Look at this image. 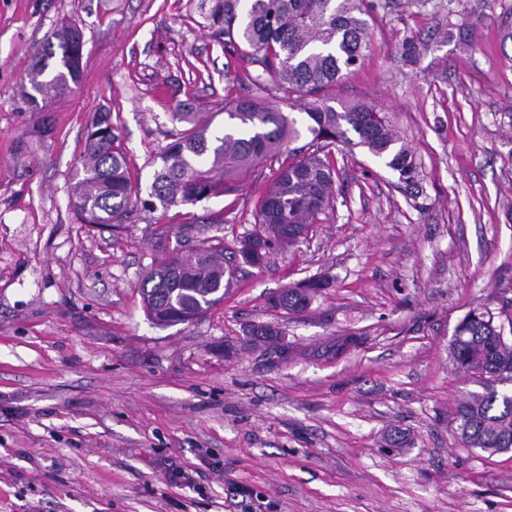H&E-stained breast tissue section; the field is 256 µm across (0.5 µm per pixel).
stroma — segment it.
<instances>
[{
	"label": "stroma",
	"mask_w": 512,
	"mask_h": 512,
	"mask_svg": "<svg viewBox=\"0 0 512 512\" xmlns=\"http://www.w3.org/2000/svg\"><path fill=\"white\" fill-rule=\"evenodd\" d=\"M371 5L365 60L331 103L380 109L418 191L333 146L334 198L306 238L159 326L145 274L204 242L236 250L279 162L105 228L69 208L88 130L108 113L146 188L172 113L219 130L250 96L302 125L304 102L218 45L198 0H0V512H512V451L458 438L473 383L448 354L470 311L512 325V0ZM65 22L83 33L79 82L32 111L31 53ZM319 275L309 310L269 306ZM266 323L287 356L248 345Z\"/></svg>",
	"instance_id": "1"
}]
</instances>
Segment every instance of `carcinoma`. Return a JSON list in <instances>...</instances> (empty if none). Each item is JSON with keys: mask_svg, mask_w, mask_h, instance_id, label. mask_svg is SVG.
<instances>
[{"mask_svg": "<svg viewBox=\"0 0 512 512\" xmlns=\"http://www.w3.org/2000/svg\"><path fill=\"white\" fill-rule=\"evenodd\" d=\"M199 10L216 41L247 57L249 63L288 86V93L308 98L306 130L326 147L355 145L384 160L400 179L416 184L414 157L386 119L373 107L355 103L338 111L323 95L343 72L362 63L368 48L367 0H200ZM83 43L76 27L64 25L51 34L33 56L34 80L25 95L31 102L71 91L79 78ZM173 118L188 128L175 135L153 161L150 192L141 197L133 186L126 159L117 151V129L102 115L88 130L81 177L74 186L71 208L84 224L110 227L123 222L134 205L153 208L194 205L214 195L240 189V175L282 153L299 136L297 120L255 99L239 98L224 106V128L210 132L211 122L190 112ZM335 170L315 149L283 165L256 205L258 230L275 240L276 248L298 244L275 230L277 224L315 223L329 205ZM239 259L224 258V247L204 244L185 257L169 258L150 270L142 295L147 316L159 325L201 317L224 301V277ZM330 287L319 276L283 289L270 307L288 313L306 310ZM501 327L484 312H470L457 325L449 345L455 370L472 376L477 391L462 395L456 408V430L467 448L487 453L512 450V342L498 335Z\"/></svg>", "mask_w": 512, "mask_h": 512, "instance_id": "obj_1", "label": "carcinoma"}]
</instances>
